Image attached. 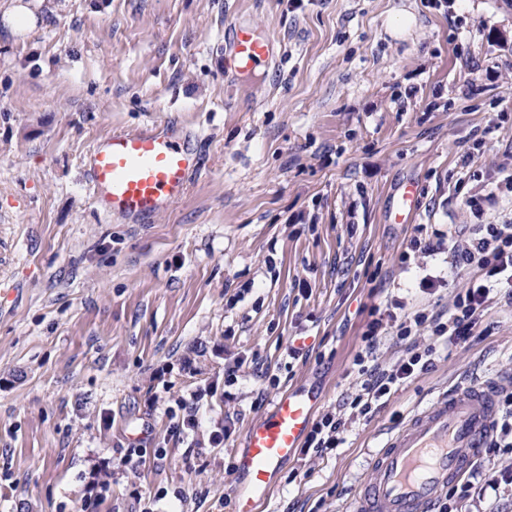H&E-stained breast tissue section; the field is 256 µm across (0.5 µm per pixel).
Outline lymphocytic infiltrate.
Here are the masks:
<instances>
[{"label": "lymphocytic infiltrate", "instance_id": "obj_1", "mask_svg": "<svg viewBox=\"0 0 512 512\" xmlns=\"http://www.w3.org/2000/svg\"><path fill=\"white\" fill-rule=\"evenodd\" d=\"M443 251L475 270L476 276L469 287L455 296L451 310L446 313L417 311L400 316L389 308H372L362 333V347L353 358L360 377L359 388L341 408L326 411L313 422L302 444V454L325 456L342 447L349 424L372 415L401 383L415 373L429 369L440 346L467 342L495 294H502L506 304L512 305L511 221L477 224L471 231L449 237L445 242L434 239L427 225H415L400 255V262L407 267L415 264L419 256H432ZM391 321L396 324L398 339L406 343L404 355L387 368L366 367V360L375 353ZM423 328L430 331L429 342L425 345L417 341V334ZM202 398L199 391L191 393L190 397L179 398L175 410L169 413L171 434L188 440L193 448L199 445L196 435L200 427L198 411ZM504 485H512L511 470L497 475L484 468H476L470 479L449 487L439 505V512H455L462 502L469 499L472 488L495 494Z\"/></svg>", "mask_w": 512, "mask_h": 512}]
</instances>
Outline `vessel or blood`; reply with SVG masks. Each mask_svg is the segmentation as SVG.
Wrapping results in <instances>:
<instances>
[{"instance_id":"vessel-or-blood-1","label":"vessel or blood","mask_w":512,"mask_h":512,"mask_svg":"<svg viewBox=\"0 0 512 512\" xmlns=\"http://www.w3.org/2000/svg\"><path fill=\"white\" fill-rule=\"evenodd\" d=\"M238 72L251 73L272 54L271 40L231 22L224 29ZM88 188L102 213L143 224L181 200L199 156L187 138L163 123L101 138L86 159ZM419 204L415 185L391 212L411 223ZM504 383L489 378L453 389L416 411L374 454L351 512H434L449 484L481 459L499 412ZM315 395L289 390L251 422L237 457L235 512H258L283 464L296 455L311 427Z\"/></svg>"}]
</instances>
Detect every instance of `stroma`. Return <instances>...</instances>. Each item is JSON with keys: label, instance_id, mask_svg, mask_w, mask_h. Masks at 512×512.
<instances>
[{"label": "stroma", "instance_id": "stroma-1", "mask_svg": "<svg viewBox=\"0 0 512 512\" xmlns=\"http://www.w3.org/2000/svg\"><path fill=\"white\" fill-rule=\"evenodd\" d=\"M19 4L34 22L17 32ZM230 21L274 39L256 76L224 47ZM167 121L199 141L185 196L148 224L104 215L90 147ZM501 173L512 0H0V512H137L159 491L158 512H233L245 429L272 400L300 388L316 413L342 405L371 307L444 311L468 287L464 264L405 270L399 256L417 223L445 234L512 220L510 196L478 219L461 203ZM408 182L414 222L391 223ZM427 274L440 284L418 288ZM291 343L307 356L289 360ZM498 373L512 375V307L493 303L341 448L286 462L259 512H347L392 429ZM198 389V438L228 420L223 447L169 434L167 407ZM138 433L144 456L119 463ZM101 468L110 492L92 507Z\"/></svg>", "mask_w": 512, "mask_h": 512}]
</instances>
